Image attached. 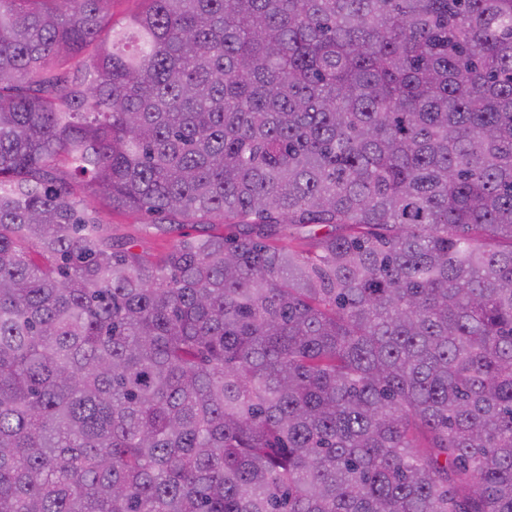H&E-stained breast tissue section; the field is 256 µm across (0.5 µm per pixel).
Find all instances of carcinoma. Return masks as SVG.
Returning a JSON list of instances; mask_svg holds the SVG:
<instances>
[{"instance_id":"carcinoma-1","label":"carcinoma","mask_w":512,"mask_h":512,"mask_svg":"<svg viewBox=\"0 0 512 512\" xmlns=\"http://www.w3.org/2000/svg\"><path fill=\"white\" fill-rule=\"evenodd\" d=\"M121 2L0 0V512H512V0ZM103 217L110 223L107 226L112 227V234L116 237L133 238L135 250L152 259L163 257L179 239L176 233L168 234L145 229L143 224H147L149 218L143 214H103Z\"/></svg>"}]
</instances>
